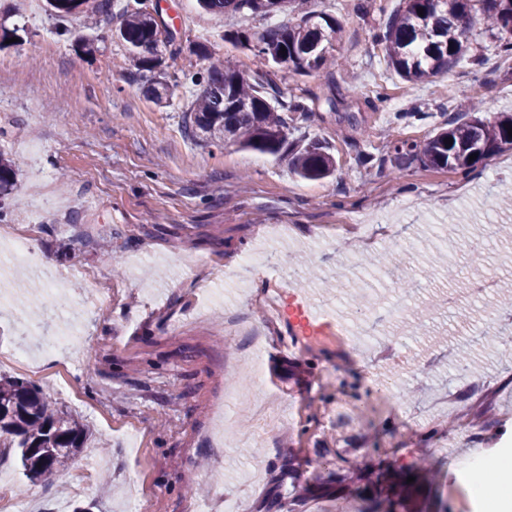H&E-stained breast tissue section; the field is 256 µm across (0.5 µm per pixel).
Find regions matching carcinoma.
<instances>
[{
	"instance_id": "1",
	"label": "carcinoma",
	"mask_w": 512,
	"mask_h": 512,
	"mask_svg": "<svg viewBox=\"0 0 512 512\" xmlns=\"http://www.w3.org/2000/svg\"><path fill=\"white\" fill-rule=\"evenodd\" d=\"M308 0H198L201 12L210 15L241 13L267 16L288 12L298 17L288 25L258 32L238 31L232 41L252 52L269 69L295 72L320 70L333 63L325 44L341 38L342 27L323 12L307 8ZM51 15L59 19L79 17L89 27L104 16L116 22V36L128 50L133 65L153 75L155 98L178 84L164 68L160 45L174 42L172 33L159 27L146 0H48ZM481 25L491 34H512V0H401L385 30L374 36L389 66L410 82H426L446 73L473 51L471 36ZM286 48L287 54L281 53ZM183 78L203 87L188 105L185 121L194 136L212 145L228 141L262 154H281L288 129L286 118L264 95V85L243 74L232 63L219 60L204 72L183 73ZM464 118L440 129L420 146L397 141L398 159L418 160L436 169L470 173L483 159L512 151V114L485 120L468 112ZM453 143H448V140ZM477 158L472 160L470 155ZM290 171L303 180H322L335 171L333 157L320 143H307L288 153ZM16 183V172L0 155V199ZM360 421L356 406L336 408V486L316 481L315 494H334L348 512H448L445 504L434 509L418 501L431 493L434 483L426 463H389L362 475V463L343 447L346 429ZM90 430L77 416L52 401L43 388L19 377L0 376V448L13 450L22 474L41 480L67 468L85 447ZM415 477L414 482L407 478Z\"/></svg>"
}]
</instances>
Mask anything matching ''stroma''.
<instances>
[{
  "mask_svg": "<svg viewBox=\"0 0 512 512\" xmlns=\"http://www.w3.org/2000/svg\"><path fill=\"white\" fill-rule=\"evenodd\" d=\"M150 2L181 39L162 49L169 73L181 78L226 59L261 78L278 104L303 101L305 111L285 114L288 143L321 142L336 171L306 181L289 172L286 160L195 139L184 113L197 87L181 79L166 103L156 104L146 92L148 72L133 66L111 26L99 25L97 50L87 55L79 47L87 33L81 20L57 22L44 0H0V23L18 37L0 50V153L17 173L4 221L26 223L29 187L42 172L56 203L30 241L65 275L50 290H34L30 276L8 282L0 353L25 346L31 365L1 361L0 374L35 382L92 432L88 453L36 483L23 476L14 453L0 454V469L14 480L13 512H72L79 503L92 504L93 512H224L228 498L243 512H258L273 487L295 496L303 483L335 471L334 440L302 433L294 417L300 404H317L329 378L353 373L363 384V422L349 430V445L368 467L418 456L446 489L473 448L512 449V356L495 342L463 348L451 341L485 313L502 334L512 333V305L497 294L482 308L451 311L441 302L446 291L465 293L482 274L512 283V248L501 247L503 237H512V209L492 204L512 196V152L464 177L396 160L392 149L396 140L425 143L457 119L463 94L480 116L512 111V58L501 55L497 39L480 37L476 60L413 84L389 68L373 40L398 0H313V10L343 29L329 48L335 66L269 74L228 36L287 23L288 14L204 19L196 0ZM189 43L205 46L207 56L190 54ZM339 218L359 222L365 233L379 219L389 221L391 232L374 253L409 259L405 318L392 312L397 290L389 279L343 272L358 261L352 238L319 234L320 225ZM491 219L497 236L477 268L468 243L485 234ZM269 250L287 254L298 269L316 264L319 280L279 283L260 262ZM197 257L226 268L248 257L257 264L225 283L222 302L211 305L205 282L184 265ZM82 269L111 282L110 306L89 299ZM328 281L376 301L365 322L344 305L329 311L336 327L351 329L341 348L289 351L282 331L268 337L254 374L243 364L244 351L225 344L230 318L265 329L269 309L261 298L275 286L321 307L330 298ZM63 320L81 332L74 362L44 350ZM389 350L403 352L404 364L387 359ZM463 352L479 365L465 378L452 369ZM245 387L277 399L289 420L253 447L239 442L251 420L250 405L236 399ZM465 403L485 425L480 435H452L444 427L454 406ZM291 456L300 465L295 485L278 479ZM83 468L89 481L78 490L73 477Z\"/></svg>",
  "mask_w": 512,
  "mask_h": 512,
  "instance_id": "stroma-1",
  "label": "stroma"
}]
</instances>
